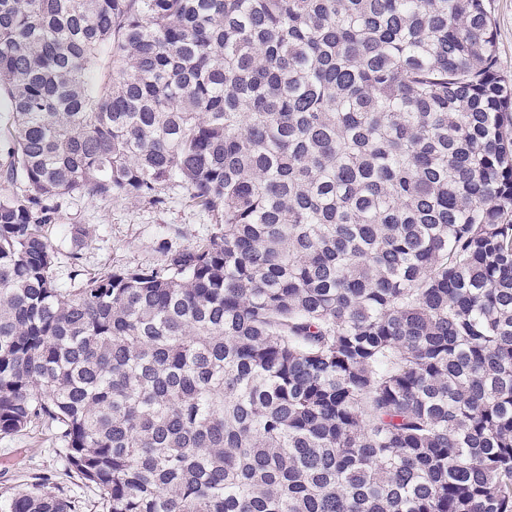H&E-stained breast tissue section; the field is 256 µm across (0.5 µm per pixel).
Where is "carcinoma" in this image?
<instances>
[{
	"label": "carcinoma",
	"mask_w": 512,
	"mask_h": 512,
	"mask_svg": "<svg viewBox=\"0 0 512 512\" xmlns=\"http://www.w3.org/2000/svg\"><path fill=\"white\" fill-rule=\"evenodd\" d=\"M494 59L485 0H0V436L103 512H512ZM175 188L208 237L57 285V199ZM52 429L37 425L0 437V496L10 495L47 476L64 497L75 501L76 512H102L96 490L64 466Z\"/></svg>",
	"instance_id": "obj_1"
}]
</instances>
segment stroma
Wrapping results in <instances>:
<instances>
[{"instance_id":"1","label":"stroma","mask_w":512,"mask_h":512,"mask_svg":"<svg viewBox=\"0 0 512 512\" xmlns=\"http://www.w3.org/2000/svg\"><path fill=\"white\" fill-rule=\"evenodd\" d=\"M496 38L499 72L512 79V0H487ZM90 228L87 238L77 237L76 227ZM212 230L209 216L191 205L178 191L170 192L165 206L122 200L102 201L84 194L58 201V219L50 231L59 253L54 276L70 287V253L80 255L84 276L114 268L157 265L166 250L178 249L206 238ZM48 477L64 496L74 501L77 512H102L93 486L64 466L52 429L37 425L9 437H0V496Z\"/></svg>"}]
</instances>
